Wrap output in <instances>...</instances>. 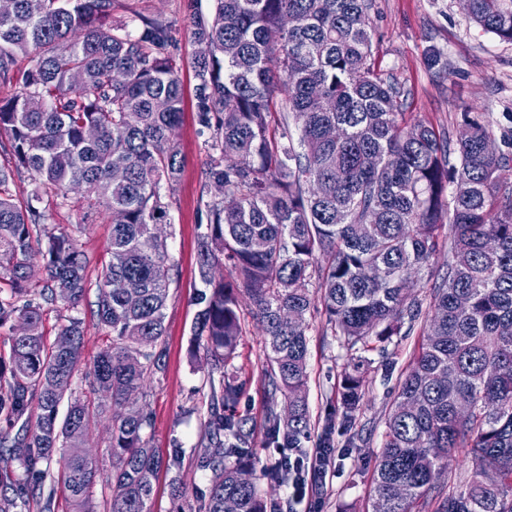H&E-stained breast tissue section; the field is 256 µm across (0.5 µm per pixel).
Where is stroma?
Returning a JSON list of instances; mask_svg holds the SVG:
<instances>
[{
	"label": "stroma",
	"instance_id": "35a3bbf8",
	"mask_svg": "<svg viewBox=\"0 0 512 512\" xmlns=\"http://www.w3.org/2000/svg\"><path fill=\"white\" fill-rule=\"evenodd\" d=\"M212 0H114V18L137 28L141 19L170 22L175 36L172 53L178 68L183 102L174 142L181 159V172L170 209L168 245L178 264L179 276L170 286L165 319L166 370L147 382L144 404L152 416L147 433L161 467L154 482L152 512H175V483L205 491L209 474L197 466L201 424L207 415L209 386L204 357H191L192 327L199 307L195 297L201 284L199 225L203 218L206 141L196 117L194 62L198 47L190 35V11L210 12ZM369 22L376 65L384 78L401 89V109L433 124L435 129L457 138L464 116L488 122L498 152L512 157V42L484 32L465 12L462 0H372ZM439 48L448 59L447 71L427 68L424 52ZM81 192L42 194L40 210L46 214L45 228L54 233H75L84 254L89 282H96L107 263V245L112 233L111 215L83 209ZM96 293L88 291L76 308L65 302L46 307L42 330L55 338L68 316L82 319L84 343L82 372L74 378L77 395L88 387L83 374L109 343L106 330L93 315ZM307 402L312 439L301 450L305 463L316 460L315 439L322 431L328 400L338 386L343 361L335 336L324 331L319 312L307 317ZM365 395L357 413L359 432L354 447H347L349 431L337 428L335 466L323 487L312 496L293 500L288 482L262 481L269 501L283 512H372V474L376 464L385 419L396 394L397 379L386 376L378 352H370ZM244 383L238 414L252 418L255 426L252 452L257 469H264L276 453L266 443L263 410L267 383L264 334L258 320L245 314L239 356L235 361Z\"/></svg>",
	"mask_w": 512,
	"mask_h": 512
}]
</instances>
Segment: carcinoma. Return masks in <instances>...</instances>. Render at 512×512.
<instances>
[{
  "mask_svg": "<svg viewBox=\"0 0 512 512\" xmlns=\"http://www.w3.org/2000/svg\"><path fill=\"white\" fill-rule=\"evenodd\" d=\"M192 20L198 124L207 141L205 224L200 234L191 353H203L210 385L199 466L206 492L174 485L177 512H274L246 448L252 419L237 413L243 383L234 360L249 301L267 351L266 440L301 447L311 310L345 351L336 402L320 448L335 447L336 425L351 429L370 361L393 337L423 323L418 351L400 378L373 471V512H512V193L500 195L506 158L488 150L489 125L464 118L451 140L396 111L400 91L375 71L371 0H213ZM113 0H16L0 16V80L18 90L0 98V131L15 165H0V447L24 471L57 462L73 512H96L97 469L85 452L97 415L111 412L109 512H151L159 458L148 446L146 406L128 399L164 370L165 310L178 266L167 223L181 160L173 141L182 89L171 28L141 19L136 33L112 22ZM482 30L512 42V0H463ZM296 18L288 27L286 18ZM28 57L24 71L18 59ZM298 131L293 143L290 125ZM98 129L94 140L85 127ZM456 162H451V156ZM26 168L48 189L83 184L89 207L123 213L112 224L109 260L96 284L73 238L42 227L34 192L24 206L9 185ZM122 168V181L111 169ZM44 242L47 284L27 275L33 238ZM452 260L431 289L432 306L405 283L443 248ZM227 275L217 280L214 269ZM75 307L97 288L94 316L111 332L84 379L99 397H76L81 319L55 340L41 331L58 283ZM316 290H311L313 282ZM471 469L448 489L438 478L461 449ZM22 483L0 494L37 496Z\"/></svg>",
  "mask_w": 512,
  "mask_h": 512,
  "instance_id": "cac0c4a2",
  "label": "carcinoma"
}]
</instances>
